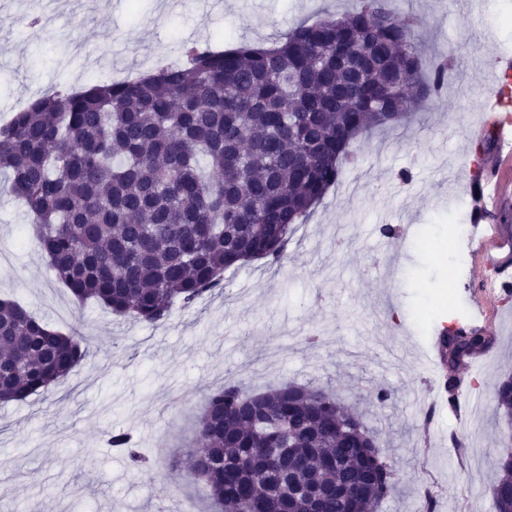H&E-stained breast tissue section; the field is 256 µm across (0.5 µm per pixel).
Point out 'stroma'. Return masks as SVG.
<instances>
[{
    "instance_id": "35a3bbf8",
    "label": "stroma",
    "mask_w": 512,
    "mask_h": 512,
    "mask_svg": "<svg viewBox=\"0 0 512 512\" xmlns=\"http://www.w3.org/2000/svg\"><path fill=\"white\" fill-rule=\"evenodd\" d=\"M357 0H61L40 29V0H0V124L58 87L122 80L157 55L180 58L187 40L214 47L268 45L296 24L357 8ZM396 17L423 20L425 65L454 59V85L397 129L359 138L358 167L298 225L281 266L256 261L224 274L221 294L174 307L159 325L79 304L57 283L34 226L0 185V298L63 331L87 336V355L58 385L0 403V512H173L195 501L212 512L190 470L195 421L225 379L261 390L287 382L329 388L379 434L396 483L379 512H496L495 461L509 445L494 418L495 386L512 375V298L484 291L475 251L458 279L448 227L474 219L467 123L475 100L460 84L490 89L492 61L512 55V0H480L469 16L449 0H390ZM409 173L402 181L401 173ZM398 228L395 262L377 247L380 225ZM483 303L494 346L463 371L473 389L462 419L431 407L440 383L429 345L448 306ZM385 387L393 396L378 405ZM136 436L149 464L130 466L108 444ZM461 445H454L452 435Z\"/></svg>"
}]
</instances>
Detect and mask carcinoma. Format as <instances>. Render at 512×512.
<instances>
[{
	"mask_svg": "<svg viewBox=\"0 0 512 512\" xmlns=\"http://www.w3.org/2000/svg\"><path fill=\"white\" fill-rule=\"evenodd\" d=\"M386 0L300 23L275 44L183 46L189 62L125 81L45 94L0 125V174L35 224L56 279L79 302L166 321L252 260L282 264L298 222L342 180L356 137L394 127L454 81L419 74L416 29ZM466 355L491 348L441 333ZM85 339L0 299V402L56 385ZM512 423V377L495 391ZM192 469L223 512H376L393 486L374 432L323 388L250 392L228 380L195 423ZM109 445L148 462L128 430ZM496 512H512V448L495 462Z\"/></svg>",
	"mask_w": 512,
	"mask_h": 512,
	"instance_id": "obj_1",
	"label": "carcinoma"
}]
</instances>
